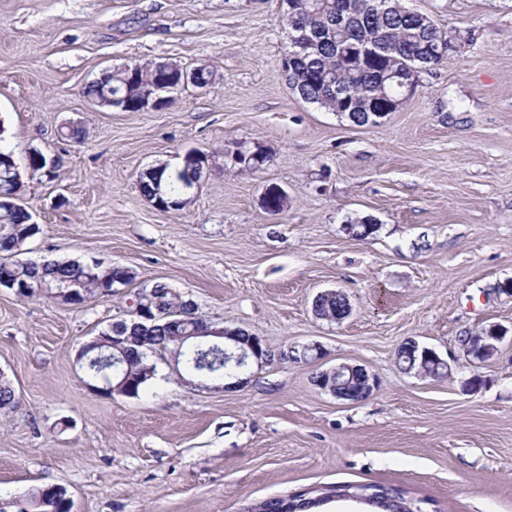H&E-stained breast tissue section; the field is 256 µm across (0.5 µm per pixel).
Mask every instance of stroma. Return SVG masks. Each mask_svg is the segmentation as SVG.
<instances>
[{"instance_id":"stroma-1","label":"stroma","mask_w":512,"mask_h":512,"mask_svg":"<svg viewBox=\"0 0 512 512\" xmlns=\"http://www.w3.org/2000/svg\"><path fill=\"white\" fill-rule=\"evenodd\" d=\"M460 40L416 94L358 127L294 95L280 60L282 0H0V146L59 160L55 180L22 171L40 232L22 256L123 265L135 287L166 283L217 325L275 352L316 343L312 362L274 361L243 386L194 387L159 365L136 397L80 380V346L126 315L125 299L70 307L0 288V497L56 485L72 512H244L270 497L377 484L428 512H512V335L481 362L460 337L512 332V0H404ZM204 63V90L165 108L91 106L100 70ZM78 125L81 142L63 139ZM265 147L257 171L240 143ZM190 150L210 172L185 207L162 211L140 171ZM288 194L277 215L260 203ZM375 235L355 237V218ZM351 314L315 318L320 291ZM413 339L448 360L440 379L400 370ZM341 362L378 388L360 402L314 383ZM485 384L469 391L465 380Z\"/></svg>"}]
</instances>
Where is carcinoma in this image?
<instances>
[{"label":"carcinoma","mask_w":512,"mask_h":512,"mask_svg":"<svg viewBox=\"0 0 512 512\" xmlns=\"http://www.w3.org/2000/svg\"><path fill=\"white\" fill-rule=\"evenodd\" d=\"M295 7L280 18L282 27L290 36L305 32L321 41L318 53L302 63L290 64L283 70L290 89L303 101L328 112L342 106L346 97L360 105L377 92L383 72L396 73L400 78L414 68L423 47L439 41L446 31L437 25L426 27L398 2L385 13L370 9V0H294ZM159 61L133 64L112 73V85L121 90L126 80L159 75ZM195 176L190 165H178L173 169L159 168L153 173L140 174L139 188L143 195L155 199L158 194L168 202H179ZM32 216L22 206L0 211V278L11 277L19 283H28L31 290L20 294L31 298L43 294L41 285L59 288H75L89 298L101 294L102 289L112 287L120 270L110 272L100 269L90 273L79 261H59L51 258L18 260L16 256L38 234L39 227L31 223ZM162 309V317L155 323L151 334L143 335L140 344L133 346L134 353L119 366L118 376L129 378L127 396L136 397L155 377L157 361L176 356V365L186 373L193 372L194 358L210 364L219 373L224 368V357L207 352L201 356L189 351V346L175 347L174 337L188 331L191 326L201 327L203 319L196 311L186 313L190 320L177 321L182 296L168 290L164 283L152 285ZM396 361L405 372L420 369V353L404 343L397 350ZM19 402L15 390L6 379L0 380V409H10ZM363 494L377 496L379 501L395 505V512H422L420 499H409L402 490L378 485L350 484L328 487L327 494L341 496L352 489ZM30 512H71L63 499H55L46 487H36L23 494ZM287 512L304 510L307 501L300 497H274L253 504L248 512Z\"/></svg>","instance_id":"carcinoma-1"}]
</instances>
